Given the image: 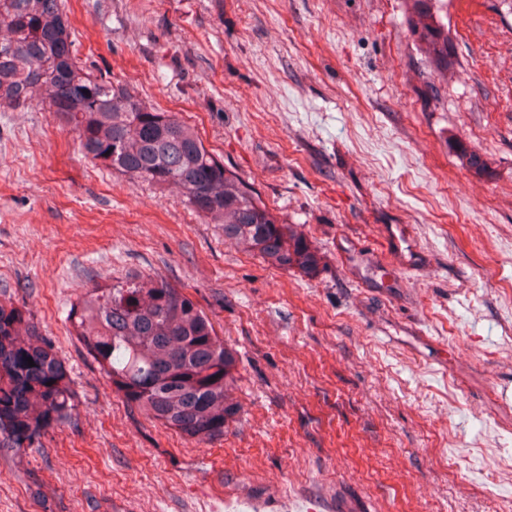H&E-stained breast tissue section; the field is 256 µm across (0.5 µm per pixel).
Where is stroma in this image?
Masks as SVG:
<instances>
[{
  "instance_id": "obj_1",
  "label": "stroma",
  "mask_w": 512,
  "mask_h": 512,
  "mask_svg": "<svg viewBox=\"0 0 512 512\" xmlns=\"http://www.w3.org/2000/svg\"><path fill=\"white\" fill-rule=\"evenodd\" d=\"M62 4L81 65L195 127L322 263L269 267L85 158L55 113L0 108V299L32 311L76 403L0 457V512H506L512 0H448L442 73L405 0ZM132 271L234 352L223 438L129 407L73 335L71 306Z\"/></svg>"
}]
</instances>
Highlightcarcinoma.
Listing matches in <instances>:
<instances>
[{"instance_id":"1","label":"carcinoma","mask_w":512,"mask_h":512,"mask_svg":"<svg viewBox=\"0 0 512 512\" xmlns=\"http://www.w3.org/2000/svg\"><path fill=\"white\" fill-rule=\"evenodd\" d=\"M405 2L417 50L448 69L446 0ZM5 106L47 107L78 130L86 157L161 193L177 186L200 218L223 225L224 236L269 266L317 273L321 255L306 235L271 213L191 127L79 65L61 0H0ZM69 320L128 406L199 441L222 438L238 415L234 354L182 289L130 273L90 288ZM75 409L65 368L31 311L0 300V457L18 455L24 443L71 421Z\"/></svg>"}]
</instances>
